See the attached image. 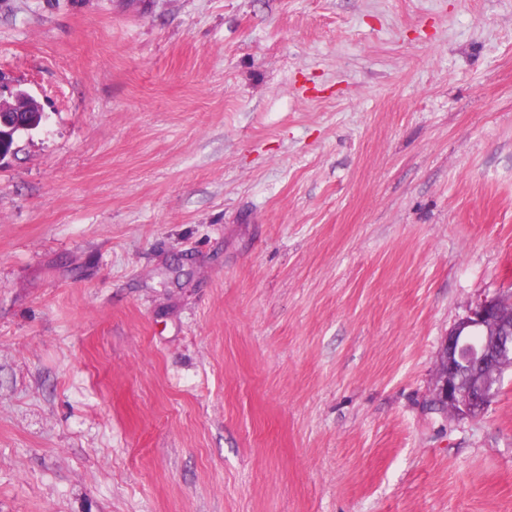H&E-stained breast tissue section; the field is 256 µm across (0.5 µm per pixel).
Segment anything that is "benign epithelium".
Returning <instances> with one entry per match:
<instances>
[{
  "mask_svg": "<svg viewBox=\"0 0 512 512\" xmlns=\"http://www.w3.org/2000/svg\"><path fill=\"white\" fill-rule=\"evenodd\" d=\"M24 95L17 92L14 104L0 99V128H12L13 112L43 111L36 103L23 100ZM488 366H512V314L503 311L498 297L478 302L448 332L438 356L433 399L445 407L453 406L463 416L482 415L496 390V379L476 374L465 383L461 372L466 368L478 372Z\"/></svg>",
  "mask_w": 512,
  "mask_h": 512,
  "instance_id": "7a95c632",
  "label": "benign epithelium"
}]
</instances>
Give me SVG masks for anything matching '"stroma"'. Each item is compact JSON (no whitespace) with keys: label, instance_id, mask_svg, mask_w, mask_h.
Returning <instances> with one entry per match:
<instances>
[{"label":"stroma","instance_id":"1","mask_svg":"<svg viewBox=\"0 0 512 512\" xmlns=\"http://www.w3.org/2000/svg\"><path fill=\"white\" fill-rule=\"evenodd\" d=\"M0 512H512V0H0ZM22 96L27 97V101L21 100ZM15 97H16L15 104H7V103H5V101L0 99V136H1L2 127L10 129L13 126L12 122L10 121V116L7 113L14 112V113L18 114L20 112H29V121L31 122L36 119L37 120L40 119V116L38 115L37 112H44L43 108L41 106L37 105L36 103L32 102L29 99V96L25 92L18 91L15 94ZM35 110H37V112H35ZM2 114H4V115L2 116ZM512 362V316L500 297L478 302L448 332L439 352L433 399L463 416H481L496 390V377L479 376L486 367L505 369ZM475 370L464 383L461 372Z\"/></svg>","mask_w":512,"mask_h":512}]
</instances>
